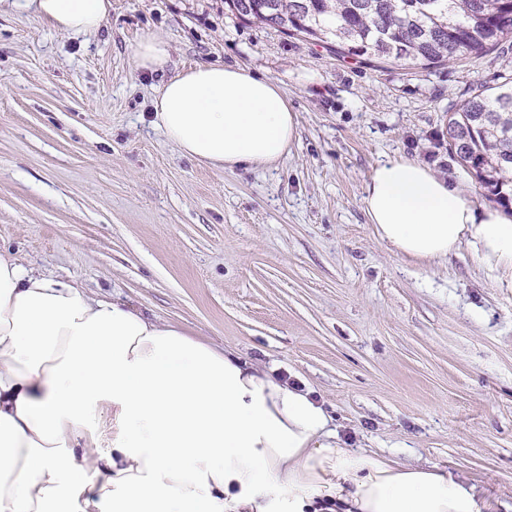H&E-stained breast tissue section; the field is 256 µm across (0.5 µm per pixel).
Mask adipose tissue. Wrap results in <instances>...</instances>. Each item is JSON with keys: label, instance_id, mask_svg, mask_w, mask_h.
Segmentation results:
<instances>
[{"label": "adipose tissue", "instance_id": "obj_1", "mask_svg": "<svg viewBox=\"0 0 512 512\" xmlns=\"http://www.w3.org/2000/svg\"><path fill=\"white\" fill-rule=\"evenodd\" d=\"M0 10L92 35L112 0ZM152 106L183 155L223 170L278 161L298 131L281 87L238 65L176 72ZM363 202L395 253L466 244L512 281V216L419 161L379 162ZM330 421L265 365L0 252V512H482L437 467L341 447Z\"/></svg>", "mask_w": 512, "mask_h": 512}]
</instances>
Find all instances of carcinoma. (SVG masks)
Segmentation results:
<instances>
[{
  "mask_svg": "<svg viewBox=\"0 0 512 512\" xmlns=\"http://www.w3.org/2000/svg\"><path fill=\"white\" fill-rule=\"evenodd\" d=\"M236 17L337 55L430 69L512 39V0H225ZM456 161L512 202V77L449 110Z\"/></svg>",
  "mask_w": 512,
  "mask_h": 512,
  "instance_id": "obj_1",
  "label": "carcinoma"
}]
</instances>
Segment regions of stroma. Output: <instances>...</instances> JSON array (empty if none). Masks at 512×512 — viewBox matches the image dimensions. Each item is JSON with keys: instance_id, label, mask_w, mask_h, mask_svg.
Masks as SVG:
<instances>
[{"instance_id": "35a3bbf8", "label": "stroma", "mask_w": 512, "mask_h": 512, "mask_svg": "<svg viewBox=\"0 0 512 512\" xmlns=\"http://www.w3.org/2000/svg\"><path fill=\"white\" fill-rule=\"evenodd\" d=\"M165 73L136 68L145 35ZM193 64L273 79L298 119L274 164L220 170L153 125L164 76ZM512 74V45L428 70L340 57L246 23L224 0H112L94 35L0 14V249L272 368L322 402L346 447L429 464L512 512V287L468 246L395 254L363 196L390 157L478 207L448 109ZM137 68L151 72H164L170 61L169 44L162 37L147 35L133 49Z\"/></svg>"}]
</instances>
